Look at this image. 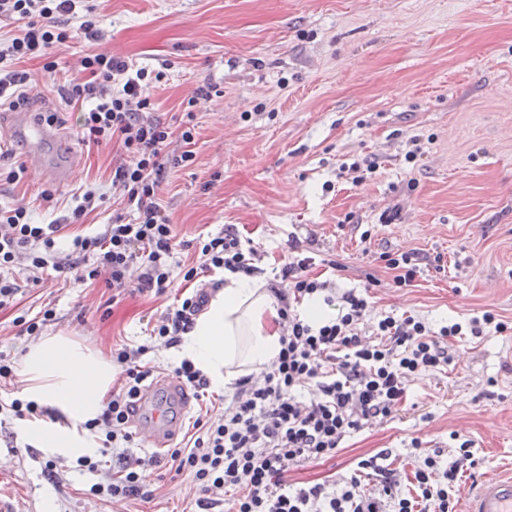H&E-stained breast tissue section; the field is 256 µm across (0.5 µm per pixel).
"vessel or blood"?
I'll return each instance as SVG.
<instances>
[{
  "mask_svg": "<svg viewBox=\"0 0 512 512\" xmlns=\"http://www.w3.org/2000/svg\"><path fill=\"white\" fill-rule=\"evenodd\" d=\"M7 122L13 137L27 144V162L33 170L51 174L59 183L69 181L77 161L60 128L21 109L8 113ZM161 393L179 399L182 408L190 406L186 387L169 376L157 377L142 391L132 423L139 437L158 450L166 448L183 426L182 421L169 419L164 408L157 405ZM462 512H512V476L488 477L477 482L468 489Z\"/></svg>",
  "mask_w": 512,
  "mask_h": 512,
  "instance_id": "b4317fda",
  "label": "vessel or blood"
}]
</instances>
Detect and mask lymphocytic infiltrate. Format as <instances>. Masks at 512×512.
<instances>
[{"instance_id":"lymphocytic-infiltrate-1","label":"lymphocytic infiltrate","mask_w":512,"mask_h":512,"mask_svg":"<svg viewBox=\"0 0 512 512\" xmlns=\"http://www.w3.org/2000/svg\"><path fill=\"white\" fill-rule=\"evenodd\" d=\"M78 16L87 39L100 35L95 0H0V18L18 22L7 41H0V101L18 107L32 79L26 64L41 62L64 102L77 109V142L91 147L118 144L125 162L112 170L110 188L132 211L134 221L115 218L93 235L74 234L69 251L56 247L65 225L77 224L104 199L98 187L75 197L64 224H35L22 204L0 208V311L15 308L20 286L9 272L20 269L26 280L40 284L49 273L82 268L87 280L106 276L117 294H164L171 284L177 233L158 202L168 166H187L195 155L192 128L173 135L169 126L141 95L148 77L122 56L87 52L80 75L69 74L57 51L71 37L65 19ZM183 151L164 163L162 152L172 137ZM261 256L243 247L233 227H226L199 246L197 259L185 267L183 279L191 282L215 268L261 274ZM311 258L284 264L282 284L274 288L282 329V349L266 369L237 380L215 422L195 419L180 447L166 457L176 473L198 481L211 505L226 504L227 512H455L460 493L459 472L470 460L468 446L459 458L442 462L441 451L422 454L414 472L417 491L402 494L392 469L376 458L359 461L372 470L375 482L362 485L350 478L334 490L317 484L290 489L286 475L292 466L336 454L344 439L368 422L389 417L406 397L407 383L417 374L447 365L448 350L441 340L470 330L480 335L484 326L497 333L507 327L492 313L433 331L425 322L393 315L368 323L367 302L355 293L343 294L337 316L311 322L305 303L325 286L311 280L306 270ZM210 294L199 288L180 306L167 310L152 330L155 340L174 347L205 308ZM144 347L113 349L112 361L120 369L118 388L102 414L86 422L89 430L105 434L104 448L115 449L111 477L93 484L92 494L124 500L139 495L156 458L131 457L126 449L134 437L130 429L133 406L151 376L141 365ZM313 393L302 401V390Z\"/></svg>"}]
</instances>
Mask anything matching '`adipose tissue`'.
I'll list each match as a JSON object with an SVG mask.
<instances>
[{
	"label": "adipose tissue",
	"instance_id": "ef3b65f1",
	"mask_svg": "<svg viewBox=\"0 0 512 512\" xmlns=\"http://www.w3.org/2000/svg\"><path fill=\"white\" fill-rule=\"evenodd\" d=\"M274 298L262 276L225 273L192 328L181 336L180 357L192 361L215 392L276 360L280 328ZM112 360L90 340L67 331L31 342L16 365L20 397L54 411L24 425V435L43 452L62 457L91 453L96 442L85 429L112 392Z\"/></svg>",
	"mask_w": 512,
	"mask_h": 512
}]
</instances>
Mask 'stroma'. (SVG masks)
Instances as JSON below:
<instances>
[{
    "label": "stroma",
    "instance_id": "obj_1",
    "mask_svg": "<svg viewBox=\"0 0 512 512\" xmlns=\"http://www.w3.org/2000/svg\"><path fill=\"white\" fill-rule=\"evenodd\" d=\"M99 52L164 71L149 99L172 131L189 125L195 161L171 168L159 203L179 250L164 295L113 297L105 281L76 272L22 289L29 314L51 308L50 330L113 344L147 345L155 375L175 351L150 347L166 308L185 295L182 267L195 247L234 226L263 254L266 277L313 257L310 278L333 298L354 292L368 318L414 316L432 329L493 312L512 324V0H102ZM33 111L65 106L31 62ZM208 98L187 101L198 89ZM69 182L28 173L0 181V206L32 203L39 224L61 222L80 187L109 176L118 146L77 150ZM377 170L355 183L352 163ZM52 191L58 209L36 206ZM298 249H291V242ZM419 255L411 285L396 287L388 256ZM448 366L414 377L391 417L346 437L332 457L292 467L288 483L341 482L360 460L384 452L402 491L413 488L414 443L457 457L471 440L461 487L512 472V334L447 338ZM0 387V499L15 512H201L202 487L167 461L146 496L118 503L91 494L103 473L55 460L30 445Z\"/></svg>",
    "mask_w": 512,
    "mask_h": 512
}]
</instances>
